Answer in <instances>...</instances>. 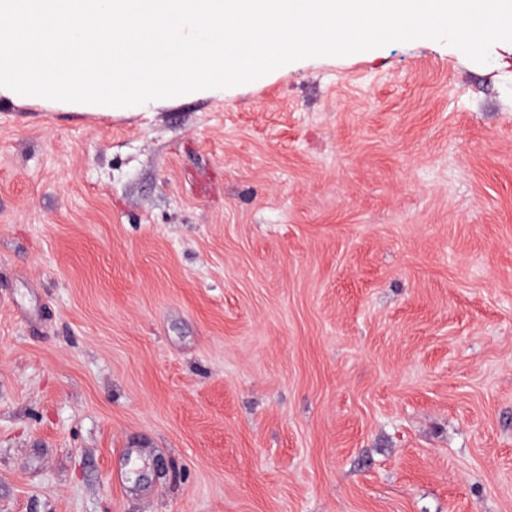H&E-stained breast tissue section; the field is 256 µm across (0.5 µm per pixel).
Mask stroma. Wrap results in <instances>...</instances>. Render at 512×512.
I'll use <instances>...</instances> for the list:
<instances>
[{
  "instance_id": "obj_1",
  "label": "stroma",
  "mask_w": 512,
  "mask_h": 512,
  "mask_svg": "<svg viewBox=\"0 0 512 512\" xmlns=\"http://www.w3.org/2000/svg\"><path fill=\"white\" fill-rule=\"evenodd\" d=\"M0 512H512V42L1 96Z\"/></svg>"
}]
</instances>
